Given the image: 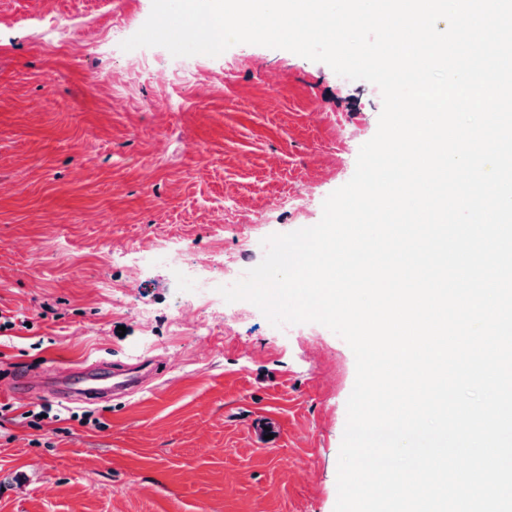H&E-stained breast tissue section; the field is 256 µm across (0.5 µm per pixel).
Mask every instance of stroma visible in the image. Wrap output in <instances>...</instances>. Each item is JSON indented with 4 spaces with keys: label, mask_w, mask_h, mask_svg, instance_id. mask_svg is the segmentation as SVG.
<instances>
[{
    "label": "stroma",
    "mask_w": 512,
    "mask_h": 512,
    "mask_svg": "<svg viewBox=\"0 0 512 512\" xmlns=\"http://www.w3.org/2000/svg\"><path fill=\"white\" fill-rule=\"evenodd\" d=\"M151 6L0 0V314L29 322L0 341V383L97 361L160 370L90 407L0 393V512H334L348 344L318 323L279 335L218 294L200 312L209 334L173 332L182 290L151 250L258 265L264 248L242 237L320 221L377 130L380 91L283 49L104 40ZM38 405L62 421L30 426L20 412ZM87 412L99 427L80 425Z\"/></svg>",
    "instance_id": "stroma-1"
}]
</instances>
